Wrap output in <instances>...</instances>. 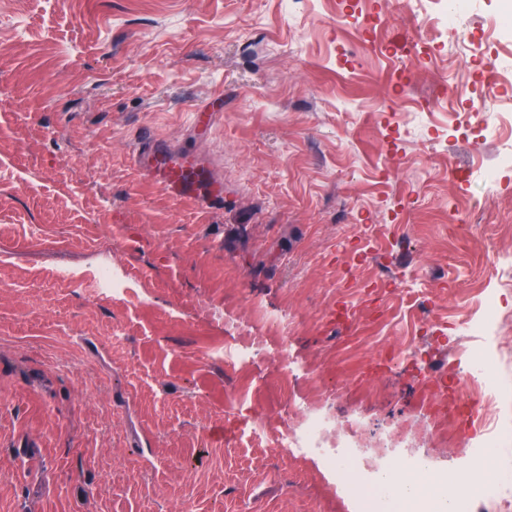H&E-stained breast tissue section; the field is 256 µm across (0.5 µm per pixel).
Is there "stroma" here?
Segmentation results:
<instances>
[{"instance_id":"obj_1","label":"stroma","mask_w":512,"mask_h":512,"mask_svg":"<svg viewBox=\"0 0 512 512\" xmlns=\"http://www.w3.org/2000/svg\"><path fill=\"white\" fill-rule=\"evenodd\" d=\"M501 7L452 33L436 0H0V512H355L274 445L302 405L359 417L372 468L463 467L414 354L512 314ZM159 148L222 195L165 194L133 160ZM97 290L113 297L127 295L129 290L128 277L109 268L103 269L98 276ZM257 352L253 343L240 344L233 348H225L224 353L219 352L220 357H224V364L227 367L236 369L251 363Z\"/></svg>"}]
</instances>
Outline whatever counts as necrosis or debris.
<instances>
[{"label": "necrosis or debris", "instance_id": "obj_1", "mask_svg": "<svg viewBox=\"0 0 512 512\" xmlns=\"http://www.w3.org/2000/svg\"><path fill=\"white\" fill-rule=\"evenodd\" d=\"M512 328V322L501 318L495 304H488L475 333L483 341V352L475 356L472 366L484 369L479 389L461 391L459 405L474 408L477 420L470 439L476 450L474 466L465 480L466 491L454 504V512H497L496 507L512 502V468L498 465L494 449L512 446V423L502 424L498 412V381L500 375L512 374V344L501 336ZM359 440L354 431H336L333 421L323 413L307 409L302 419L278 437L282 448L322 460L328 473L347 496L353 499L357 512H424L423 500L402 504L394 493L378 485L374 476L350 455V448Z\"/></svg>", "mask_w": 512, "mask_h": 512}]
</instances>
